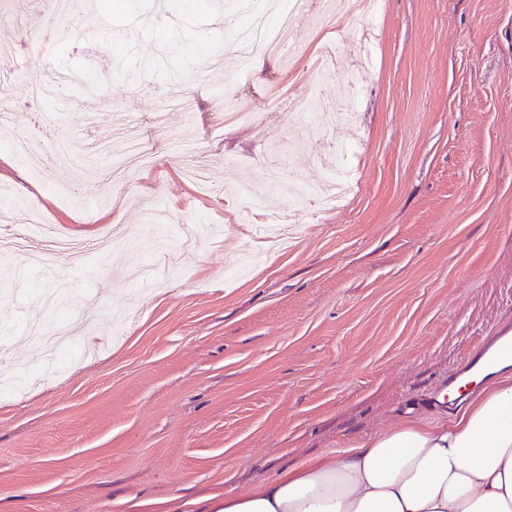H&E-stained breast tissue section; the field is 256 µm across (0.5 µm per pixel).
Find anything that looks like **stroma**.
<instances>
[{
  "label": "stroma",
  "instance_id": "1",
  "mask_svg": "<svg viewBox=\"0 0 512 512\" xmlns=\"http://www.w3.org/2000/svg\"><path fill=\"white\" fill-rule=\"evenodd\" d=\"M102 21L52 59L24 47L43 17L14 0L0 37L17 45L4 92L19 135L40 143L0 181V512H130L252 488L335 458L405 420L448 384L481 337L512 323V0H378L370 16L306 11L293 55L242 58L215 0H95ZM369 25L346 43L331 98L353 100L335 128L357 184L308 207L275 243L259 216L268 148L297 140L295 186L318 179L317 134L301 135L316 75L304 50L320 28ZM180 61L170 77L169 61ZM83 70L98 95L64 111L28 83ZM256 114L224 117L225 94ZM108 135L144 150L123 181L95 150ZM207 173V187L190 176ZM169 214V246L145 251L147 209ZM70 238L125 229L109 251L59 253L53 274L21 265L30 222Z\"/></svg>",
  "mask_w": 512,
  "mask_h": 512
}]
</instances>
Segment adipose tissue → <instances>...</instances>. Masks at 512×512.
I'll return each instance as SVG.
<instances>
[{
	"label": "adipose tissue",
	"instance_id": "obj_1",
	"mask_svg": "<svg viewBox=\"0 0 512 512\" xmlns=\"http://www.w3.org/2000/svg\"><path fill=\"white\" fill-rule=\"evenodd\" d=\"M448 421H408L334 459L314 458L215 512H512V360Z\"/></svg>",
	"mask_w": 512,
	"mask_h": 512
}]
</instances>
